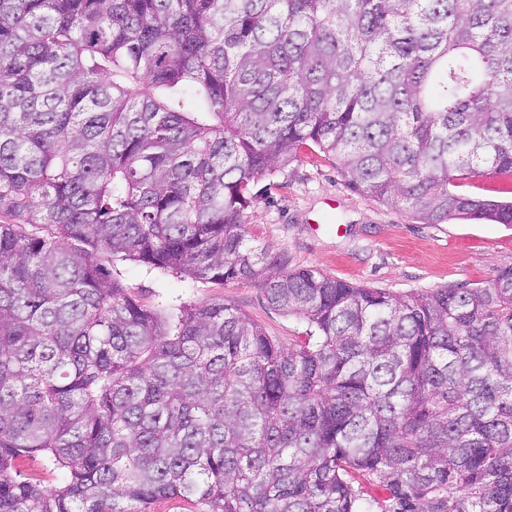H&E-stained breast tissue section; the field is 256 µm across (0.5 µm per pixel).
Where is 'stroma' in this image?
<instances>
[{
    "instance_id": "1",
    "label": "stroma",
    "mask_w": 512,
    "mask_h": 512,
    "mask_svg": "<svg viewBox=\"0 0 512 512\" xmlns=\"http://www.w3.org/2000/svg\"><path fill=\"white\" fill-rule=\"evenodd\" d=\"M253 200L245 231L268 247L286 269H319L354 284L395 294L426 292L449 285H491L502 267L512 265V226L452 219L421 224L410 213L367 199L350 188L334 158L312 145L285 171L250 185ZM460 192L512 200V176H464ZM114 278L145 305L172 300H221L260 324L268 336L286 343L303 335L300 320L277 311L257 281L216 285L177 278L121 258H106Z\"/></svg>"
}]
</instances>
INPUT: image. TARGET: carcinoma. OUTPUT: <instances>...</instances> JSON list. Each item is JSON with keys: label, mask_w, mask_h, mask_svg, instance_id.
<instances>
[{"label": "carcinoma", "mask_w": 512, "mask_h": 512, "mask_svg": "<svg viewBox=\"0 0 512 512\" xmlns=\"http://www.w3.org/2000/svg\"><path fill=\"white\" fill-rule=\"evenodd\" d=\"M312 144L422 224H512V0H0V512H512V265L395 295L249 243ZM261 280L145 306L99 256ZM63 472L42 490L19 459ZM456 190L480 198L501 201L512 200V176L506 174L480 173L464 176ZM209 508L200 502L181 498L159 499L148 505L146 512H208Z\"/></svg>", "instance_id": "carcinoma-1"}]
</instances>
